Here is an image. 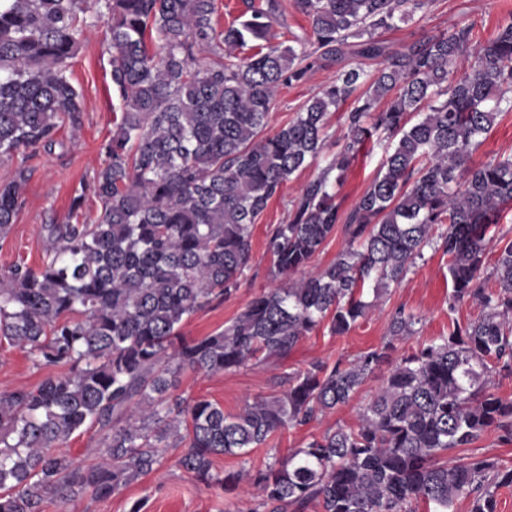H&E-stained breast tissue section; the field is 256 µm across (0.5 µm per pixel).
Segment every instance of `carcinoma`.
<instances>
[{"mask_svg": "<svg viewBox=\"0 0 512 512\" xmlns=\"http://www.w3.org/2000/svg\"><path fill=\"white\" fill-rule=\"evenodd\" d=\"M84 2L0 0L1 161L50 151L63 125L81 126L68 72L95 26ZM433 2L245 0L241 18L220 30L216 0H105L121 112L91 185L101 213L49 225L40 268L0 272V336L38 368H67L0 391V512H45L50 499L65 512L87 492L108 498L170 448L206 488L235 489L247 478L266 512H414L419 501L453 512L462 497L471 512H496L512 468L448 453L492 430L512 442V398L490 390L492 371L512 373V242L490 272L496 289L482 282L488 227L512 203V156L471 164L512 111V16L475 48L471 24L399 50L378 38ZM290 7L310 34L273 45V19ZM249 41L257 51L236 55ZM471 49L470 71L456 75ZM348 55L361 62L265 133L279 86L303 80L312 57L330 66ZM358 91L344 145L322 166L328 115ZM373 138L389 142L385 159L343 211L332 184ZM313 165L320 171L293 200L288 223L268 233L272 275L288 283L223 329L184 336L185 320L239 288L257 219ZM26 181L20 170L0 184V240ZM339 225L346 240L336 259L310 269ZM427 248L448 255V310L471 302L480 317L452 322L398 359L356 426L328 430L253 474L214 472V456L247 457L276 433L346 405L419 319L397 309L382 347L289 373L286 390L235 415L175 393L180 376L285 357L323 326L348 333ZM92 429L102 435V461L84 464L66 447Z\"/></svg>", "mask_w": 512, "mask_h": 512, "instance_id": "cac0c4a2", "label": "carcinoma"}]
</instances>
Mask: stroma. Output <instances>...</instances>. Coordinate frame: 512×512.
I'll use <instances>...</instances> for the list:
<instances>
[{
  "label": "stroma",
  "instance_id": "obj_1",
  "mask_svg": "<svg viewBox=\"0 0 512 512\" xmlns=\"http://www.w3.org/2000/svg\"><path fill=\"white\" fill-rule=\"evenodd\" d=\"M102 0H92L90 16L104 11ZM512 16V0H436L423 16L399 24L397 29L381 33V40L393 48H401L421 34H440L456 25L474 24V39L485 42L496 28ZM111 38L104 22L98 21L71 61L70 81L82 96L83 123L74 129L63 126L61 144L52 151L37 150L0 162V183L11 180L17 168L29 171L23 188V205L17 213L12 230L0 240V269L21 263L38 267L50 242L46 225L66 222L71 202L83 197L82 219L95 220L101 204L91 190L93 177L102 158L101 145L112 135L115 112L120 100L112 85ZM340 65H314L306 78L281 85L275 105L268 118V131H276L295 117L301 106L319 94L335 80ZM385 148L374 145L362 150L351 162L343 184L337 189L336 201L342 209H350L364 193L377 173ZM512 155V112L500 116L484 143L473 153L472 164ZM318 173L311 167L294 175L281 194L274 197L254 226L252 262L240 288L224 302L199 311L182 326L184 336L197 338L224 328L262 291L272 288V261L266 252V230L274 224L288 221L290 201L301 187ZM451 283L448 277V257L442 251L425 249L424 258L417 262L406 278L392 287L366 319L342 336L330 335L320 329L304 338L287 357L261 360L247 367L211 376L184 374L180 387L186 393L202 396L218 403L225 413H239L246 402L277 392L278 380L284 373L307 368L311 363L350 360L380 347L388 336L392 314L397 308L419 317L417 333L397 342L395 357L412 353L419 345L446 335L451 322L475 320L480 308L471 303L448 308ZM27 350L0 342V390L20 386H36L44 377ZM380 377H373L353 396L350 402L327 413L307 426L284 431L276 446L253 449L251 469L264 468L274 458L304 447L312 437L329 429L355 425L360 413L379 387ZM144 502V512H254L260 499L256 493L237 494L219 489H207L176 464L175 453L165 455L154 471L131 483L120 493L106 499L84 494L73 504V512H129L135 502Z\"/></svg>",
  "mask_w": 512,
  "mask_h": 512
}]
</instances>
